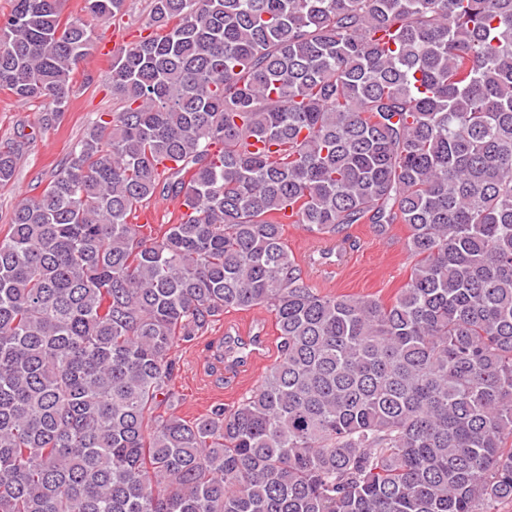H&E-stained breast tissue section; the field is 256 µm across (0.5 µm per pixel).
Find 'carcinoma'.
<instances>
[{
	"mask_svg": "<svg viewBox=\"0 0 512 512\" xmlns=\"http://www.w3.org/2000/svg\"><path fill=\"white\" fill-rule=\"evenodd\" d=\"M148 28L112 57L121 111L0 236V512L512 502V0H151ZM94 43L11 0L0 90L48 126ZM158 197L183 210L146 235ZM282 214L336 243L405 225L395 301L319 293ZM255 307L275 360L184 420L175 348Z\"/></svg>",
	"mask_w": 512,
	"mask_h": 512,
	"instance_id": "carcinoma-1",
	"label": "carcinoma"
}]
</instances>
